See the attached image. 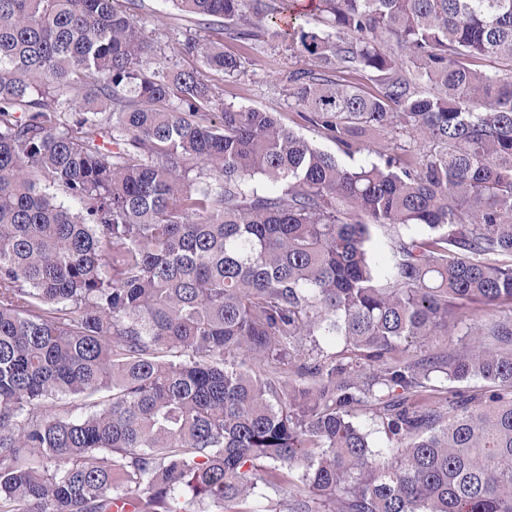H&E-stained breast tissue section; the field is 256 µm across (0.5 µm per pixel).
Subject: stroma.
Listing matches in <instances>:
<instances>
[{"instance_id":"35a3bbf8","label":"stroma","mask_w":512,"mask_h":512,"mask_svg":"<svg viewBox=\"0 0 512 512\" xmlns=\"http://www.w3.org/2000/svg\"><path fill=\"white\" fill-rule=\"evenodd\" d=\"M133 15L144 34L165 53L168 61L180 66L202 62L201 57L188 59L179 54V45L186 37L195 38L203 46L221 40L225 54L242 61L239 71L231 75L214 70L205 73L225 103L276 113L283 125L309 138L320 149L337 155L340 163L347 166L358 163V156L341 154L334 140L320 135L298 116L288 77L296 69L310 67L311 62L299 57L290 42L270 33L254 44L226 34L216 35L206 19L184 17L173 8L170 0H142ZM299 484V476L294 473L288 484L259 485L255 496L227 502L223 512H288L291 495Z\"/></svg>"}]
</instances>
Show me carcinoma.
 <instances>
[{"label": "carcinoma", "instance_id": "carcinoma-1", "mask_svg": "<svg viewBox=\"0 0 512 512\" xmlns=\"http://www.w3.org/2000/svg\"><path fill=\"white\" fill-rule=\"evenodd\" d=\"M172 2L311 58L297 113L345 154L406 141L345 166L169 66L120 0H0V512H212L287 470L314 494L288 512H512V316L469 310L512 305V0H317L315 27L294 0ZM375 225L427 235L381 268ZM459 323L456 355L400 356ZM441 378L489 390L415 405ZM356 414L358 419L363 422L366 430L371 432L370 438L374 446L388 445V440L379 425L378 418H376L369 406L360 407Z\"/></svg>", "mask_w": 512, "mask_h": 512}]
</instances>
